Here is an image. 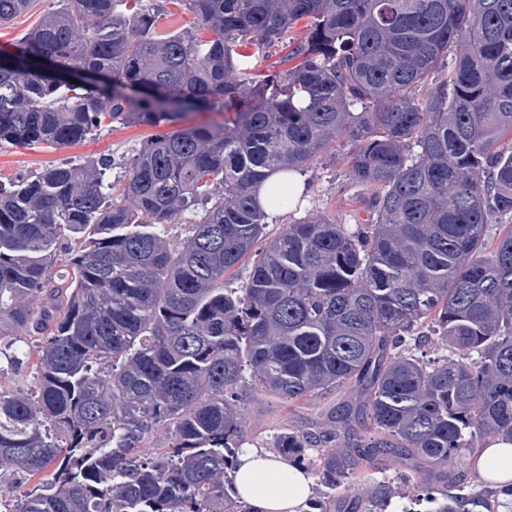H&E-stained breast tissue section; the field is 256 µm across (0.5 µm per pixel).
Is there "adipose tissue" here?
Here are the masks:
<instances>
[{"mask_svg":"<svg viewBox=\"0 0 512 512\" xmlns=\"http://www.w3.org/2000/svg\"><path fill=\"white\" fill-rule=\"evenodd\" d=\"M474 470L491 485L512 482V442L492 439L471 455ZM236 489L252 512H308L314 484L305 468L260 448H243L235 469Z\"/></svg>","mask_w":512,"mask_h":512,"instance_id":"adipose-tissue-1","label":"adipose tissue"}]
</instances>
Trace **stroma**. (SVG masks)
I'll return each mask as SVG.
<instances>
[{
  "label": "stroma",
  "mask_w": 512,
  "mask_h": 512,
  "mask_svg": "<svg viewBox=\"0 0 512 512\" xmlns=\"http://www.w3.org/2000/svg\"><path fill=\"white\" fill-rule=\"evenodd\" d=\"M53 0H33L30 7L0 27V51H14L18 42L36 28L40 19L52 7ZM167 125H128L117 123L103 127L94 136L70 146L49 144L19 145L0 143V185L26 177L51 166L79 162L89 157L112 158L114 166L108 171L109 180H123V162L146 140L170 133ZM350 148L347 140L337 144L339 161L314 163L302 175L307 193L297 209V216L306 212L335 217L339 223L354 224L364 218L363 207L372 191L356 186L349 178L341 156ZM359 394L344 386L319 392L298 401L287 402L265 391L250 387L244 392L242 408L245 416L246 442L257 448L271 449L274 432L291 426L301 431L317 433L328 426L330 413L342 402H359ZM402 472L393 458L382 464L365 468L345 488L337 489L336 501L345 512H365L373 493L379 486H399Z\"/></svg>",
  "instance_id": "stroma-1"
}]
</instances>
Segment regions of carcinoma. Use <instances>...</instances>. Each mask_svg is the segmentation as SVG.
<instances>
[{"label":"carcinoma","instance_id":"obj_1","mask_svg":"<svg viewBox=\"0 0 512 512\" xmlns=\"http://www.w3.org/2000/svg\"><path fill=\"white\" fill-rule=\"evenodd\" d=\"M123 2L60 0L0 56V142L224 122L147 140L118 188L105 156L0 186V343L25 344L0 374L36 358L35 391L0 384V472L28 482L0 512H251L243 388L297 402L348 383L362 401L330 415L313 508L393 452L433 475L404 482L424 512H497L512 483H435L481 439L512 441V230L486 253L512 213V0H181L196 26L173 32ZM29 3L0 0V26ZM302 20L297 65L240 67ZM342 137L370 222L288 215L269 234L258 188ZM432 343L448 353L416 354ZM362 411L369 437L332 446ZM316 443L288 427L272 448L299 466Z\"/></svg>","mask_w":512,"mask_h":512}]
</instances>
